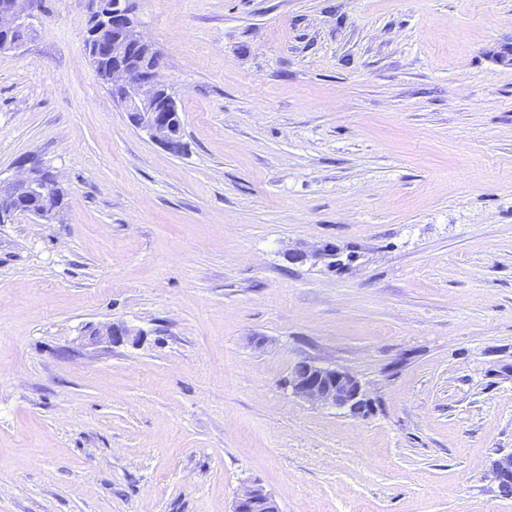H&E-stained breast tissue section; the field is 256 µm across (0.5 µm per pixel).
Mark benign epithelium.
I'll return each mask as SVG.
<instances>
[{
  "mask_svg": "<svg viewBox=\"0 0 512 512\" xmlns=\"http://www.w3.org/2000/svg\"><path fill=\"white\" fill-rule=\"evenodd\" d=\"M33 0H0V49L19 46L30 30ZM86 40L94 58L107 61L101 78L112 99L127 113L129 121L153 142L173 154L181 152L183 122L178 106L158 80V56L147 40L136 14V0H91ZM59 175L41 170L39 159L27 157L9 182L0 180V219L18 213L22 201H34L30 214L47 223L56 215L46 191ZM128 334L112 324L92 331L95 343L112 342ZM293 394L312 403L348 408L363 401L359 381L350 373L300 362L292 370ZM499 489L512 487V452L494 464ZM232 512H278L270 493L261 486H247L237 495Z\"/></svg>",
  "mask_w": 512,
  "mask_h": 512,
  "instance_id": "1",
  "label": "benign epithelium"
}]
</instances>
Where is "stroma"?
Wrapping results in <instances>:
<instances>
[{"instance_id":"1","label":"stroma","mask_w":512,"mask_h":512,"mask_svg":"<svg viewBox=\"0 0 512 512\" xmlns=\"http://www.w3.org/2000/svg\"><path fill=\"white\" fill-rule=\"evenodd\" d=\"M185 148L39 0L0 51V512H512V0H138ZM325 243L345 270L292 262ZM103 323L131 329L93 345ZM345 370L363 416L308 403ZM59 175L50 170L42 172L39 159L26 157L19 163V173L9 182L0 178V219L4 222L18 213L19 205L23 200L30 199L35 202L30 215L47 223L56 215V206L51 204L47 197V187L58 183ZM289 384L293 394L312 403L348 408L363 402L359 381L349 372L299 362ZM232 512H278V508L263 487L247 486L237 495Z\"/></svg>"}]
</instances>
